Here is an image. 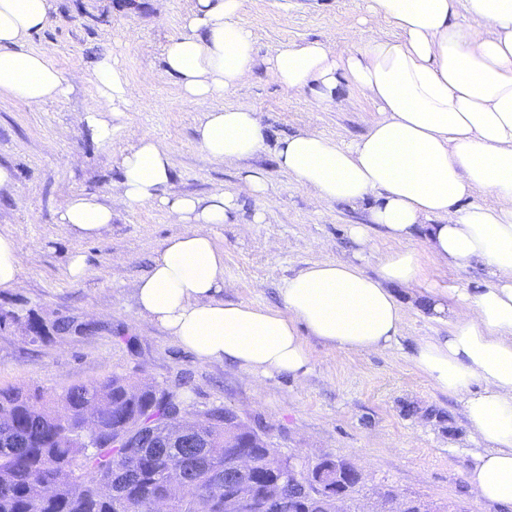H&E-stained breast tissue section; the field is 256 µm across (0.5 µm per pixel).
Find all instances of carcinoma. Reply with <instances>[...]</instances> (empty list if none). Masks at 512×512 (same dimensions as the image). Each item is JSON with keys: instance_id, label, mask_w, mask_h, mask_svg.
I'll return each instance as SVG.
<instances>
[{"instance_id": "carcinoma-1", "label": "carcinoma", "mask_w": 512, "mask_h": 512, "mask_svg": "<svg viewBox=\"0 0 512 512\" xmlns=\"http://www.w3.org/2000/svg\"><path fill=\"white\" fill-rule=\"evenodd\" d=\"M88 328L106 330L72 320L34 322L29 342ZM179 407L178 392L117 374L71 386L60 410L38 389H0V512H155L163 504L164 512H224V486L215 483L213 469L232 468L242 450L253 460L255 492L284 496L283 512H298L303 486L336 483L331 455L305 475L272 468L276 450L224 407L197 413L193 448L113 445L141 425L171 419Z\"/></svg>"}]
</instances>
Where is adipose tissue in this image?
Here are the masks:
<instances>
[{
	"label": "adipose tissue",
	"instance_id": "adipose-tissue-1",
	"mask_svg": "<svg viewBox=\"0 0 512 512\" xmlns=\"http://www.w3.org/2000/svg\"><path fill=\"white\" fill-rule=\"evenodd\" d=\"M368 2L370 14L398 38L353 34L343 58L320 42L287 47L268 60L266 72L320 104L334 99L343 79L376 104L379 119L349 143L301 130L278 142L276 158L300 187L325 200L355 206L375 197L369 223L353 225L350 238L361 254L372 247V227L393 241L377 275L352 262L320 260L284 282L282 309L224 301V252L207 227L230 223L238 199L165 195L170 148L142 135L121 156L116 189L127 205L162 207L184 230L164 241L134 281V294L141 314L200 360L301 378L310 370L307 338L354 352L391 347L406 319L395 289L420 280L422 252L447 265L480 261L491 284L464 292L455 308L433 295V317L450 330L420 341L412 360L435 388L462 402L484 445L467 474L472 491L512 512V0ZM52 8L53 0H0V95L31 108L70 83L45 54L24 47ZM242 8L243 0H196L163 51L182 97L205 108L197 142L217 163L247 158L264 142L258 112L218 103L251 76L252 37L237 21ZM462 8L473 25L458 22ZM94 81L85 122L107 146L130 89L108 55ZM480 189L491 190L498 206L471 203ZM61 221L94 237L111 224L112 210L80 195ZM420 233L422 252L413 246Z\"/></svg>",
	"mask_w": 512,
	"mask_h": 512
}]
</instances>
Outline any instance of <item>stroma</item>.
<instances>
[{"mask_svg":"<svg viewBox=\"0 0 512 512\" xmlns=\"http://www.w3.org/2000/svg\"><path fill=\"white\" fill-rule=\"evenodd\" d=\"M53 4L46 26L25 46L72 74L71 86L37 110L0 97V164L9 165L14 176L11 189L0 193V229L15 235L27 252L19 286L0 291V389L37 388L52 401L74 384L117 373L178 389L192 413L230 408L262 431L270 447L302 464L324 454L351 461L365 478L359 503H367L374 490L392 488L445 512H496L467 483L483 447L472 436L462 403L435 388L411 360L416 341L448 332L425 309L429 292L447 295L449 306H456L459 289L490 284L480 264L440 263L416 240L423 274L398 290L406 310L398 341L385 351L362 353L308 339L311 370L299 379L254 376L230 362L198 360L141 315L131 287L147 273L162 242L184 230L161 208L130 207L113 192L131 129L169 145L168 194L238 196L233 223L208 227L224 251L225 300L282 309L283 282L317 260L353 261L376 274L392 242L374 235L371 250L358 256L349 238L352 225L367 223V204L323 200L299 187L275 161L277 139L302 129L340 144L366 133L377 116L375 103L343 83L333 101L317 106L310 92L288 93L265 68L286 47L320 41L343 56L352 48L354 29L390 39L397 31L382 22L362 25L366 0H244L238 21L253 38V76L223 102L262 114L264 145L249 158L218 165L196 140L203 110L181 97L162 60L195 0ZM107 54L124 72L131 95L105 147L92 139L84 114L96 95L95 65ZM251 170L264 174L269 198L243 193L242 178ZM81 194L112 208V222L99 237H79L59 220L68 201ZM258 212L263 220L257 224ZM76 253L85 254L89 265L77 282L67 274ZM64 317L108 329L29 344L30 319L50 325ZM410 406L416 415H406ZM430 409L441 411V418L427 417Z\"/></svg>","mask_w":512,"mask_h":512,"instance_id":"1","label":"stroma"}]
</instances>
